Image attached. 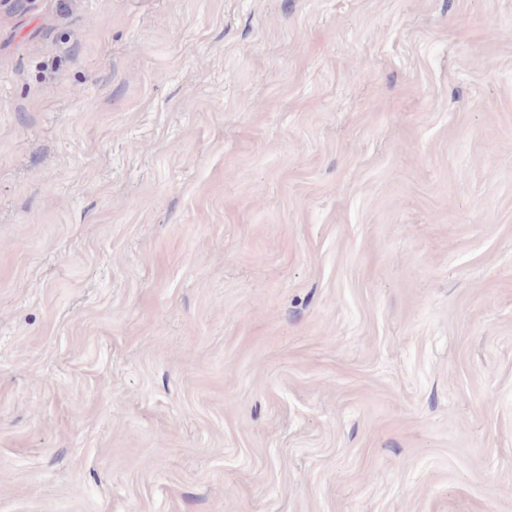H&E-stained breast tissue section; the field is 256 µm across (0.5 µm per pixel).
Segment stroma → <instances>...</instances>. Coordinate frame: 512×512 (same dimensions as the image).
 I'll use <instances>...</instances> for the list:
<instances>
[{
  "label": "stroma",
  "mask_w": 512,
  "mask_h": 512,
  "mask_svg": "<svg viewBox=\"0 0 512 512\" xmlns=\"http://www.w3.org/2000/svg\"><path fill=\"white\" fill-rule=\"evenodd\" d=\"M0 512H512V0H0Z\"/></svg>",
  "instance_id": "stroma-1"
}]
</instances>
